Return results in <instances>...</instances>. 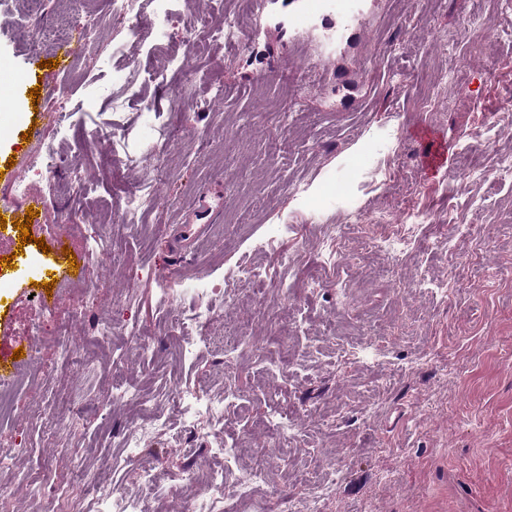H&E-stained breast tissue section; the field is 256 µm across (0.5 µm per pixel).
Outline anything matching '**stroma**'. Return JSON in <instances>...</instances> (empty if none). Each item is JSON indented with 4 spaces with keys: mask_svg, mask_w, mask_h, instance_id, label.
I'll return each instance as SVG.
<instances>
[{
    "mask_svg": "<svg viewBox=\"0 0 512 512\" xmlns=\"http://www.w3.org/2000/svg\"><path fill=\"white\" fill-rule=\"evenodd\" d=\"M288 3L259 0L239 44L192 52L197 28L221 26L239 3L181 0L168 38L179 64L130 46L129 60L166 80L139 88L144 108L116 112L94 94L103 83L122 89L126 62L98 60L125 39L110 0H45L35 16L22 0H0V59L20 66L57 56L34 30L98 22L87 54L57 66L53 97L0 117V171L15 164L45 202L33 242L0 247V364L33 349L15 410L0 418V451L12 455L0 466V512H44L47 490L58 512H92L88 471L141 512H186L178 474L204 476L224 461L199 432L176 446L184 423L164 393L223 392L215 372L226 366L236 399L224 436L245 445L242 466L265 456L269 482L258 495L271 512L312 494L311 477L328 470L336 484L323 512H512V182L492 171L496 155H512V130L496 125L512 99V0H356L345 27L336 17L298 26ZM472 17L491 19L497 36H473ZM269 98L280 114L267 111ZM51 101L71 120L46 128L57 154L38 176L25 168L22 134L43 126ZM116 135L128 146L117 161ZM437 141L446 158L425 165ZM332 178L343 196L325 194ZM146 183L157 203L145 223H125V193ZM207 192L219 194V213L203 223L196 259L180 262L177 228ZM409 207L428 220L399 283L384 254L334 256L324 242L326 225L354 237L381 212L402 223ZM65 221L70 258L53 248V227ZM270 238L257 295L241 270ZM41 268L52 295L36 284ZM199 281L216 304L202 330L191 321ZM169 289L183 298L177 324ZM60 328L74 352L67 364L56 359ZM208 336L242 343L227 354ZM378 337L375 359L341 358V346ZM186 341L199 344L195 356L182 354ZM118 380L168 420L171 439L148 456L169 493L146 492L121 448L138 412L113 399ZM283 412L298 446L288 462L275 452Z\"/></svg>",
    "mask_w": 512,
    "mask_h": 512,
    "instance_id": "obj_1",
    "label": "stroma"
}]
</instances>
